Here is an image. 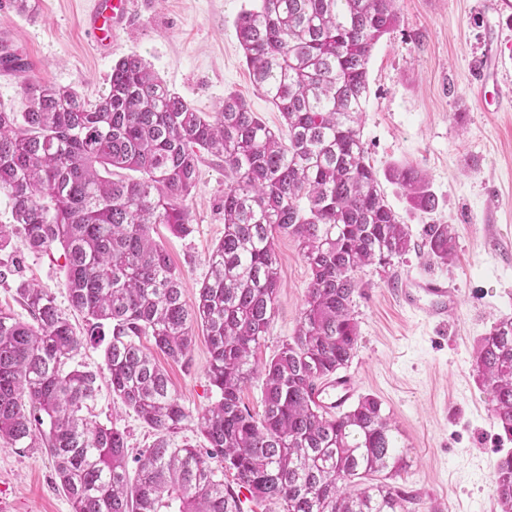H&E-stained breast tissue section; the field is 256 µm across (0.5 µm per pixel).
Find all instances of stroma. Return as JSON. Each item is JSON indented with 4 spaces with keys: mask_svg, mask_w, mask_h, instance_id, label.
Returning <instances> with one entry per match:
<instances>
[{
    "mask_svg": "<svg viewBox=\"0 0 512 512\" xmlns=\"http://www.w3.org/2000/svg\"><path fill=\"white\" fill-rule=\"evenodd\" d=\"M33 12L0 9V35L27 55L46 82L95 99L104 92L115 59L140 55L156 74L196 108L211 112L224 97L244 98L274 131L281 112L255 88L236 36L241 12L256 0H137L130 25L108 58L90 45L79 20L93 0H32ZM497 0H397V25L375 45L368 64L369 95L361 136L387 203L400 223L419 233L425 224L453 225L451 264H428L412 250L388 268L360 272L354 297L359 341L347 370L357 396L382 402L399 428L405 466L394 480L410 499L409 512H498L493 478L500 457L512 452L479 388L472 352L499 319L512 317V65L486 76L489 47H512V19L498 17ZM415 165L428 176L438 207L413 209L389 178L393 167ZM196 187L185 204L193 233L186 238L154 225L182 276L183 299L194 304L208 272V256L224 235V165L203 156ZM21 272L0 279V308L22 321L30 315L16 286L30 280L50 288L76 328L58 249L35 252L15 240ZM280 282L270 332L252 361L269 360L293 336L310 271L288 236L274 240ZM434 276L455 288L452 317L437 325L405 306L408 278ZM207 338L196 330L186 360L160 358L171 392L198 413L219 398L205 368ZM92 424L127 435L129 458L155 436L107 385L89 404ZM0 505L6 512H72L41 448L0 443Z\"/></svg>",
    "mask_w": 512,
    "mask_h": 512,
    "instance_id": "1",
    "label": "stroma"
}]
</instances>
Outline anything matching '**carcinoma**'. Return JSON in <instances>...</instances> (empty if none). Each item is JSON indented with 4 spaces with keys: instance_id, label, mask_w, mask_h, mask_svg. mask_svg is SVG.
Masks as SVG:
<instances>
[{
    "instance_id": "1",
    "label": "carcinoma",
    "mask_w": 512,
    "mask_h": 512,
    "mask_svg": "<svg viewBox=\"0 0 512 512\" xmlns=\"http://www.w3.org/2000/svg\"><path fill=\"white\" fill-rule=\"evenodd\" d=\"M396 2L259 0L239 15L246 64L282 113L285 136L233 94L215 112L198 110L135 53L112 64L105 91L90 100L43 82L22 50L0 41V69L20 78L26 100L22 112L0 103V195L14 220L0 224V252L8 254L0 265L19 264L8 253L15 236L33 251L61 247L63 288L86 321L81 337L50 289L24 281L16 292L33 323L0 309V441L46 449L72 512H242V490L277 512H406L391 483L403 469L399 430L382 403L363 396L332 414L314 399L317 384L356 352L358 272L389 266L414 247L434 265L456 252L448 224L423 225L412 244L366 158L368 63L398 21ZM203 151L224 159L229 185L224 237L189 306L151 229L193 232L181 201L196 187ZM392 178L416 209L438 206L419 168H397ZM277 234L295 239L311 279L294 336L255 365L250 357L267 336L279 287ZM197 326L220 398L193 415L142 340L178 362ZM103 341L112 394L156 435L133 478L125 432L85 416L101 374L65 370L84 345ZM473 361L492 416L512 439V318L478 339ZM254 377L260 414L241 399ZM189 420L206 451L171 447L168 436ZM214 458L224 470L210 465ZM493 483L500 512H512V453Z\"/></svg>"
}]
</instances>
